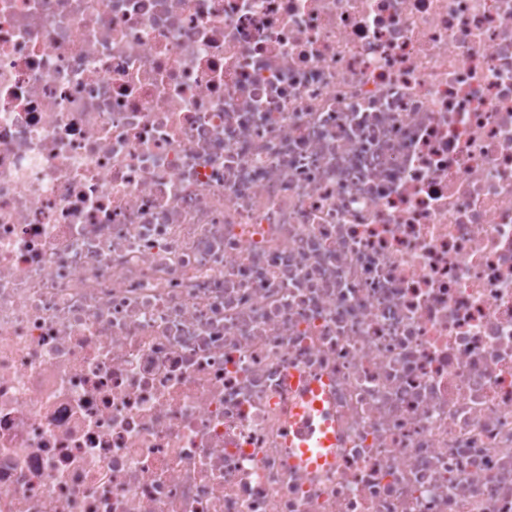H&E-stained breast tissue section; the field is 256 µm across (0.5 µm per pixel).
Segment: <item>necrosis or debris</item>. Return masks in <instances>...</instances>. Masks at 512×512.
Here are the masks:
<instances>
[{
	"mask_svg": "<svg viewBox=\"0 0 512 512\" xmlns=\"http://www.w3.org/2000/svg\"><path fill=\"white\" fill-rule=\"evenodd\" d=\"M0 512H512V0H0ZM293 447L300 448L303 462L309 460L312 453L309 448H318L317 461L322 462L331 456L332 448H336V436L329 430V423L321 415H312L307 418L301 430L293 432ZM326 451V455H324Z\"/></svg>",
	"mask_w": 512,
	"mask_h": 512,
	"instance_id": "4bbe7bcc",
	"label": "necrosis or debris"
}]
</instances>
